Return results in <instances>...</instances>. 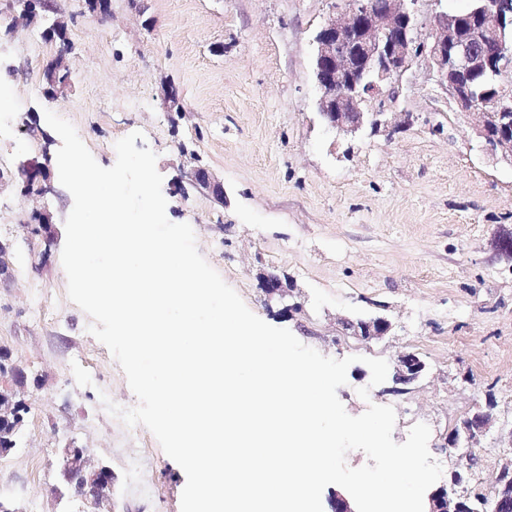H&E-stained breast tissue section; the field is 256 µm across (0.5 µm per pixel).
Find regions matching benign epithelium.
<instances>
[{"mask_svg": "<svg viewBox=\"0 0 512 512\" xmlns=\"http://www.w3.org/2000/svg\"><path fill=\"white\" fill-rule=\"evenodd\" d=\"M419 0H350L345 10L332 15L316 36L314 75L320 89L319 112L326 124L339 133L354 135L365 127L390 134L401 129L409 117L400 112L384 111L385 102L396 97L400 79L421 61L433 80L458 107L475 120L474 131L492 156L512 163V0H481L470 10L477 20L469 35H461L459 12L441 10L432 23L422 27L417 22ZM466 76L484 78L492 88L479 92ZM371 100L379 108L367 109ZM21 174L32 176L25 188L29 194L47 191L45 178L36 167H24ZM194 184L216 194L223 188L211 182L207 170L192 172ZM261 288L267 296H282L284 284L279 276L263 277ZM343 327L351 337L369 342L388 335L391 323L384 317ZM425 364L414 351L398 356L392 375L394 391H408V386L422 375ZM23 406L14 400L0 407V426L11 435L18 431ZM495 421L489 411H477L463 420L461 427L448 434V447L480 442ZM79 472L85 496L99 500L112 488V470L93 465L86 450L63 449L60 475L67 484ZM427 512H468L466 498L446 488L434 491L428 499ZM494 512H512V484L496 481Z\"/></svg>", "mask_w": 512, "mask_h": 512, "instance_id": "obj_1", "label": "benign epithelium"}]
</instances>
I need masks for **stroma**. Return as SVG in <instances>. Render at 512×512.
<instances>
[{
	"mask_svg": "<svg viewBox=\"0 0 512 512\" xmlns=\"http://www.w3.org/2000/svg\"><path fill=\"white\" fill-rule=\"evenodd\" d=\"M53 2L16 26L10 0H0V80L15 89V125L0 133V350L26 373L18 392L28 409L16 448L0 455V502L11 512H181L186 484L146 427L130 431L102 403L138 400L67 296L61 252L73 197L59 181L49 110L103 167L115 164L117 140L143 132L168 219L192 226L200 253L263 321L324 356L353 357L337 390L348 414L393 407L398 443L422 419L441 486L459 464L447 432L493 404L496 423L458 488L490 494L512 460L500 435L512 419V257L497 249L512 232V164L487 156L471 116L433 81L408 75L385 109L411 114V125L353 138L329 129L314 38L347 0H112L105 18L87 0ZM58 21L65 40L46 39ZM59 57L70 80L53 97L44 71ZM29 160L46 171L43 194L22 189ZM199 164L223 199L192 185ZM40 213L49 224H38ZM267 273L286 278L282 299L266 300ZM375 315L391 321L389 336H345L342 319ZM409 349L425 370L408 392H392L389 379L371 385L366 358L392 365ZM365 386L366 400L357 394ZM69 446L111 468L112 494L100 504L62 485Z\"/></svg>",
	"mask_w": 512,
	"mask_h": 512,
	"instance_id": "stroma-1",
	"label": "stroma"
}]
</instances>
